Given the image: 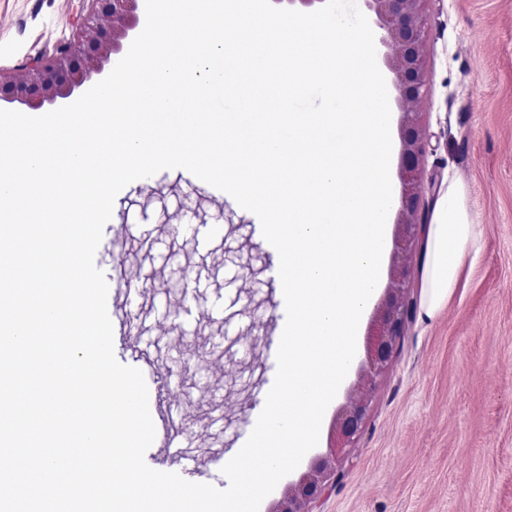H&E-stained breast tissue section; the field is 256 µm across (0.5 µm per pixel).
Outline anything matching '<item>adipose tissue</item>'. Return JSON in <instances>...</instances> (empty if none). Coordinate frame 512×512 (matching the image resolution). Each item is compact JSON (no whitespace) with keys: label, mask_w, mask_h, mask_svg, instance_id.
<instances>
[{"label":"adipose tissue","mask_w":512,"mask_h":512,"mask_svg":"<svg viewBox=\"0 0 512 512\" xmlns=\"http://www.w3.org/2000/svg\"><path fill=\"white\" fill-rule=\"evenodd\" d=\"M480 237L455 188L437 200L426 226L423 279L425 316L445 305L459 282L460 269L468 256L477 255Z\"/></svg>","instance_id":"adipose-tissue-1"}]
</instances>
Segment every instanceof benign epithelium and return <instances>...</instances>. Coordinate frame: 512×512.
<instances>
[{"instance_id": "1", "label": "benign epithelium", "mask_w": 512, "mask_h": 512, "mask_svg": "<svg viewBox=\"0 0 512 512\" xmlns=\"http://www.w3.org/2000/svg\"><path fill=\"white\" fill-rule=\"evenodd\" d=\"M89 7L75 40L58 45L51 58L38 57L23 70L0 69V101L18 102L33 110L70 97L92 73L102 71L113 51L120 48L139 22L140 0H88ZM374 12L381 31L380 43L391 48L386 64L396 78L399 98L404 104L402 124V196L400 250L410 254L421 228L418 221L421 195L417 183L420 162L426 153L425 130L420 108L428 93L425 62L426 0H364ZM410 299L405 286V266H395L393 288L380 311L376 329L367 348V366L361 370L349 401L336 415L327 453L317 458L300 479L288 487V494L274 512H311L309 505L322 493L326 483L337 476L336 465L344 449L360 436L365 422L371 386L391 363L397 342L409 317Z\"/></svg>"}]
</instances>
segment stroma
<instances>
[{
	"mask_svg": "<svg viewBox=\"0 0 512 512\" xmlns=\"http://www.w3.org/2000/svg\"><path fill=\"white\" fill-rule=\"evenodd\" d=\"M85 12V0H0V67L14 71L52 53L72 40ZM426 12L421 222L457 187L481 250L430 318L415 255L412 319L339 478L312 512H512V0H428ZM111 223L95 263L110 289H140L143 344L182 368L175 401L189 414L184 444L231 454L274 382L271 326L286 315L258 218L232 197H213L186 170L164 169L118 194ZM176 224H220L224 233L194 245L173 233ZM398 233L390 223L385 274L362 318L356 360L298 472L326 452L366 363ZM188 282L196 288L186 304Z\"/></svg>",
	"mask_w": 512,
	"mask_h": 512,
	"instance_id": "1",
	"label": "stroma"
}]
</instances>
